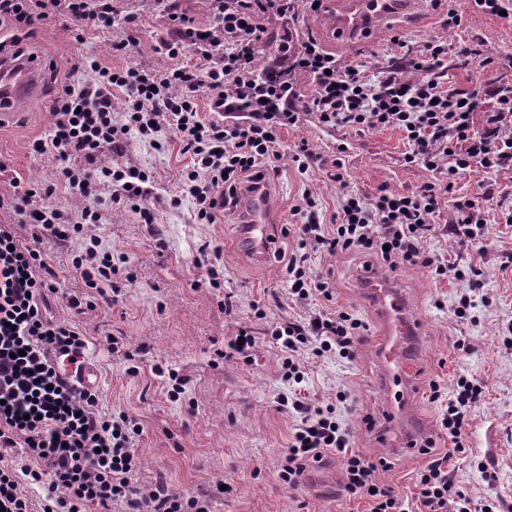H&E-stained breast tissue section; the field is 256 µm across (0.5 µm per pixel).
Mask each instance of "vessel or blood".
<instances>
[{
	"instance_id": "b4317fda",
	"label": "vessel or blood",
	"mask_w": 512,
	"mask_h": 512,
	"mask_svg": "<svg viewBox=\"0 0 512 512\" xmlns=\"http://www.w3.org/2000/svg\"><path fill=\"white\" fill-rule=\"evenodd\" d=\"M349 10L336 25L338 38L352 36L364 25L380 23L397 10L402 0H348ZM42 68L27 56L0 58V124L13 111L23 108L40 90ZM244 220L236 244L247 249L258 261H266L276 235L270 223L272 187L259 182L241 192ZM361 283L377 305L384 322L374 340L380 351L385 372L384 388L397 391L398 409L405 419H412L409 403L418 367L410 357V346L418 334L419 324L408 313V303L389 277L367 267L360 272Z\"/></svg>"
}]
</instances>
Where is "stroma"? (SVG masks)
I'll use <instances>...</instances> for the list:
<instances>
[{"label": "stroma", "instance_id": "obj_1", "mask_svg": "<svg viewBox=\"0 0 512 512\" xmlns=\"http://www.w3.org/2000/svg\"><path fill=\"white\" fill-rule=\"evenodd\" d=\"M423 3L431 22L407 25L398 19L349 44H336L319 29L316 16L301 17L300 25L341 61H365L373 69L396 58L392 43L396 36L415 47L432 38L453 47L475 36L483 50L512 57V23L473 12L470 0ZM122 5L141 13L138 45L131 53L113 54L110 34L93 29L87 31L84 42H76L60 20L45 25L28 43L27 54L41 61L48 72L43 76L40 102L0 126L1 192H10L15 179L24 185L53 180L52 159L34 156L29 146L48 128L55 78L65 77L74 63L92 54L115 68L167 64V57L156 50L165 33L161 19L143 0H123ZM450 9L461 14V27L444 25ZM302 137L323 156L332 154L338 142H345L349 187L366 196L382 185L409 192L430 177L422 167L405 164L408 146L397 130L329 132L308 120L280 133L279 172L270 178L278 190L272 214L278 224L284 223L290 208L307 191L323 211L333 212L337 206L339 188L321 169L311 168L304 176L297 173L288 151ZM129 157L151 171L158 199L152 224L140 223L137 215L111 203L103 205L106 221L98 225L97 233L113 257L125 260L117 283L119 298L88 292L81 280L73 278L69 260L78 241L49 240L44 247L60 283L59 294L49 299V311L86 332V361L100 390L103 411L127 412L143 428L135 443L141 457L139 483L150 487L162 481L175 490L208 496L212 512H364V501L339 498L341 482L324 481L322 468L312 470L297 492L285 488L278 478L277 466L296 419L278 404L288 385L280 373L281 352L267 330L270 323L308 313L307 306L291 299L280 258L281 252L294 249L293 238L280 237L279 256L258 263L229 247L238 231L237 214L215 224H196L189 202L175 204L179 172L187 162L176 143L158 152L135 142ZM436 222L426 249L451 262L476 265L484 287L473 293L468 282L438 278L423 268L395 270L421 320L419 351L424 372L417 383L413 411L438 447H447V438L438 434V410L428 399L429 382L449 387L467 373L483 379L485 397L471 416L466 451L453 459L456 480L474 506L500 499L512 502V270L501 266L512 252V223L495 216L484 249L477 253L449 233L447 215H440ZM207 242L220 251L219 263L224 267L220 289L209 287L199 261L198 248ZM310 264L316 274L334 282L339 305L375 324L376 312L358 281L363 258L316 253ZM465 292L471 293L473 307L462 321L455 317L454 308ZM69 294L90 296L92 307L80 313L70 309L65 300ZM228 299L234 305L230 314L224 311ZM256 303L264 305L265 319L253 318L251 307ZM242 322L251 324L258 341L253 361L221 359L226 340ZM461 336L470 342V353L455 349ZM113 337L123 342L128 357L112 355L109 340ZM159 365L189 378L179 398L169 397L164 377L155 372ZM305 370L302 391L309 400L331 402L337 392L348 393L337 415L354 447L371 459L389 458L392 467L381 472V480L400 496L414 497L416 473L426 459L417 451H395L384 445L396 437L398 428L386 418L372 343L360 341L354 360L328 356L306 362ZM370 419L375 422L371 428L366 425Z\"/></svg>", "mask_w": 512, "mask_h": 512}]
</instances>
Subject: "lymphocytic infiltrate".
Instances as JSON below:
<instances>
[{
	"label": "lymphocytic infiltrate",
	"mask_w": 512,
	"mask_h": 512,
	"mask_svg": "<svg viewBox=\"0 0 512 512\" xmlns=\"http://www.w3.org/2000/svg\"><path fill=\"white\" fill-rule=\"evenodd\" d=\"M165 20L161 47L170 63L163 68H113L94 56L80 67L87 78L60 82L47 137L31 149L50 155L73 205L53 203L54 185L42 184L0 193V211L14 221L0 224V512H210V502L158 484L138 482L139 455L132 441L137 423L126 413L102 414L99 393L76 379L86 361L87 337L74 324L48 312L56 293V274L41 255L43 238L82 241L71 257L74 276L85 287L112 283L119 269L112 254L88 226L104 221L103 199L137 210L141 223L156 220L151 173L130 162L131 138L164 150L174 141L189 163L180 176L194 221L213 224L234 213L241 187L277 173L280 132L312 117L328 130L377 131L395 128L408 146L404 161L430 172L411 193L388 186L366 198L348 189L345 146H338L327 177L341 190L337 208L323 219L318 201L304 193L287 222L296 241L288 255L289 292L296 302L324 301L303 318L273 324L269 334L282 352V377L301 384L306 360L356 356L367 324L345 308H331L336 289L330 278L314 274L311 253H352L373 257L389 269L419 266L436 275L468 282L454 309L466 319L471 295L479 291L472 267L443 260L423 243L435 230L442 206H449L451 232L466 246L481 249L487 231L490 194L457 197L458 177L512 169V83H488L484 69L495 57L482 56L478 44L449 50L437 39L403 50L397 61L366 78L363 65L341 62L312 33L296 24L313 14L316 0H206L210 20L200 24L182 0H152ZM63 18L75 41L93 27L122 23L125 38L113 40V53L134 46L138 13L118 9L114 0H0V54L19 56L26 40L47 21ZM281 34L263 65L255 60L266 43L269 20ZM461 64L481 56V69L466 88H449L448 56ZM193 55L185 63L183 55ZM208 112H200L199 99ZM110 161H102L103 153ZM429 399L439 409V430L448 449L426 439V463L416 474L415 508L379 474L389 459H367L352 447L336 418L345 403L315 406L299 395H282L281 407L297 424L278 477L297 489L308 468L333 455L344 470L346 499L367 501V512H467V498L452 471L472 409L480 404L481 380L461 376L452 388L429 384ZM47 485L40 500L26 489Z\"/></svg>",
	"instance_id": "obj_1"
}]
</instances>
